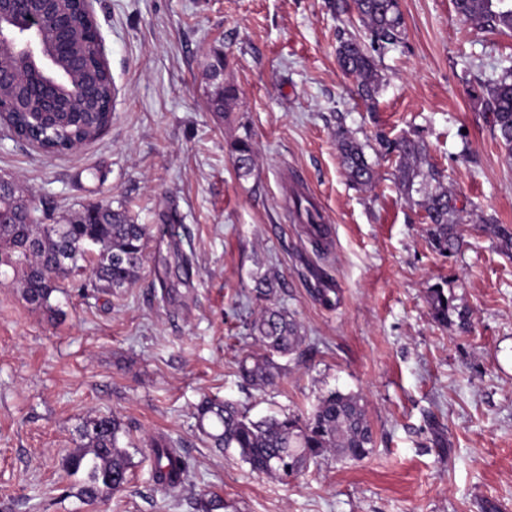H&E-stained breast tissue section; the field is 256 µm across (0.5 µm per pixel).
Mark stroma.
<instances>
[{"mask_svg": "<svg viewBox=\"0 0 512 512\" xmlns=\"http://www.w3.org/2000/svg\"><path fill=\"white\" fill-rule=\"evenodd\" d=\"M350 3L95 0L109 127L46 156L0 125V176L51 218L106 196L151 230L121 294L75 275L44 310L0 283V512H197L213 494L223 512H512V257L485 225H512V165L475 98L478 81L512 65V33H476L453 0H399L405 39L379 64L370 110L336 64ZM217 51L238 92L222 117L207 104ZM340 125L363 142L421 132L452 194L477 208L457 217L459 252L429 247L395 159L371 154L376 186L350 183ZM247 133L254 166L242 177L231 145ZM298 195L317 208L324 244L297 216ZM272 270L275 295L257 297ZM441 282L468 329L433 321L428 290ZM269 306L300 324L303 343L278 357L275 385L248 387L239 363L263 356L252 326ZM334 389L361 399L374 436L364 460L329 455L282 482L197 428L206 396L257 420L310 412ZM96 415L121 420L131 464L123 488L90 504L63 461ZM159 435L190 463L173 493L145 453Z\"/></svg>", "mask_w": 512, "mask_h": 512, "instance_id": "1", "label": "stroma"}]
</instances>
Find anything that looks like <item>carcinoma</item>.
<instances>
[{
	"instance_id": "obj_1",
	"label": "carcinoma",
	"mask_w": 512,
	"mask_h": 512,
	"mask_svg": "<svg viewBox=\"0 0 512 512\" xmlns=\"http://www.w3.org/2000/svg\"><path fill=\"white\" fill-rule=\"evenodd\" d=\"M455 10L465 22L479 31L512 32V0H454ZM353 8L364 27V35L345 32L336 49L338 67L357 81V94L368 105L376 102L385 78L376 57L402 43L404 27L398 0H353ZM91 74L88 94L75 85L73 104L80 112L47 131L42 148L47 154H62L77 143L96 138L112 120L110 104L114 92L112 76L100 68L94 52L86 47L82 57ZM5 111L9 125L18 135L26 134L34 110H13L12 92L5 91ZM483 111L505 149L506 162L512 164V66L495 79L480 83L477 95ZM237 89L214 85L209 100L212 111L231 112ZM336 141L351 182L368 187L376 182L374 164L365 152L366 144L340 128ZM385 153L398 158L396 181L406 199L425 212L427 241L440 254L451 255L459 247L453 216L456 199L444 182L443 173L428 159L419 132L395 139L379 137ZM237 169L246 176L252 171L254 147L250 136L232 145ZM25 211L21 190L0 191V268H10L28 304L51 309L50 299L59 288V279L86 269L85 263L97 255L90 277L92 286L115 293L130 287L137 279L150 235L145 224H137L126 211L112 208V200L98 199L73 214L45 224L47 215L32 211L29 224H17ZM501 247L512 254V227L489 225ZM428 303L433 319L440 325H468L465 309L453 305L444 285L429 291ZM258 339L269 355L239 366V376L253 386H265L276 375L272 354L290 353L303 341L298 323L287 311L267 307L254 324ZM200 430L216 447L234 453L252 471L271 478L288 480L299 476L307 465L326 454L360 461L373 448V432L360 397L330 391L319 398L306 415L290 413L281 418L251 419L232 401L206 399L196 408ZM125 435L121 421L108 415L86 418L80 426L82 445L69 454L65 466L73 476L82 475L80 495L94 502L105 492L120 489L127 481L129 453L120 445ZM153 479L164 490L179 487L188 475L190 464L170 438L159 436L148 444Z\"/></svg>"
}]
</instances>
